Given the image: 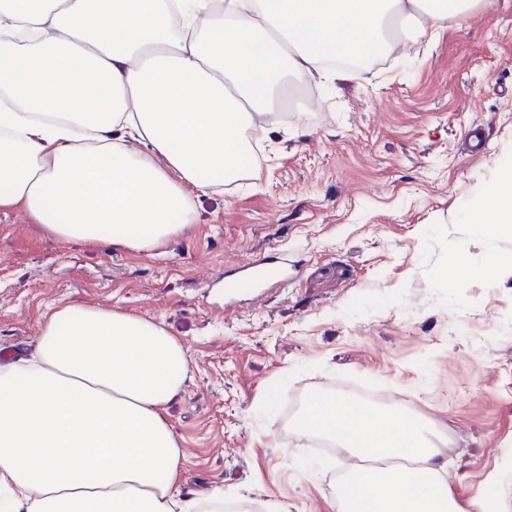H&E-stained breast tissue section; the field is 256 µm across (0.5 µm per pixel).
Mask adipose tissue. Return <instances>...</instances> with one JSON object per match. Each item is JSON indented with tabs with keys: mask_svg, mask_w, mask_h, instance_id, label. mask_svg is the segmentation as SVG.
<instances>
[{
	"mask_svg": "<svg viewBox=\"0 0 512 512\" xmlns=\"http://www.w3.org/2000/svg\"><path fill=\"white\" fill-rule=\"evenodd\" d=\"M471 3L0 0V210L65 241L159 246L190 224L193 192L239 173L245 131L289 77L386 44V18L432 35ZM475 221L512 238V168ZM189 360L153 319L54 310L29 357L0 363V512H223V496L181 495L164 411ZM301 426L355 460L343 512H461L445 449L401 411L319 397Z\"/></svg>",
	"mask_w": 512,
	"mask_h": 512,
	"instance_id": "1",
	"label": "adipose tissue"
}]
</instances>
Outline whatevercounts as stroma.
<instances>
[{"instance_id": "1", "label": "stroma", "mask_w": 512, "mask_h": 512, "mask_svg": "<svg viewBox=\"0 0 512 512\" xmlns=\"http://www.w3.org/2000/svg\"><path fill=\"white\" fill-rule=\"evenodd\" d=\"M402 38L353 80L308 81L307 111L266 125L240 176L195 194L191 225L152 250L0 210V358L71 300L148 316L191 356L165 409L185 495L339 512L340 459L294 422L357 388L439 428L460 504L512 512V266L480 275L512 239L472 222L512 167V0ZM247 263L280 276L240 286Z\"/></svg>"}]
</instances>
